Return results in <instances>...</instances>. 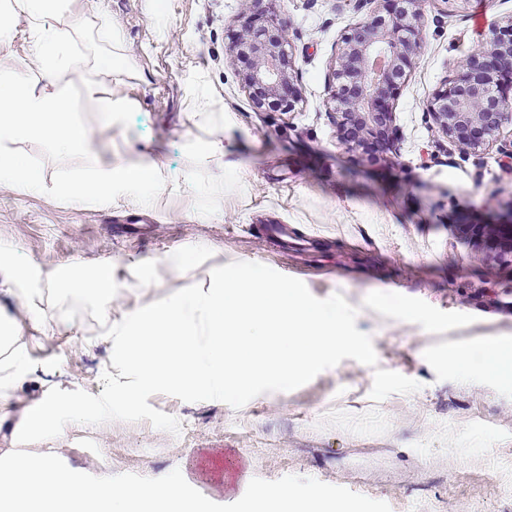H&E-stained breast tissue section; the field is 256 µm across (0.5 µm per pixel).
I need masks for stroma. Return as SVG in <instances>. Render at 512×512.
I'll list each match as a JSON object with an SVG mask.
<instances>
[{
	"mask_svg": "<svg viewBox=\"0 0 512 512\" xmlns=\"http://www.w3.org/2000/svg\"><path fill=\"white\" fill-rule=\"evenodd\" d=\"M483 5L485 26L471 16ZM287 22L302 99L291 112L257 110L228 53L226 32L241 0H70L88 26L123 32L121 73H89L134 105L112 126L86 100L84 121L101 150L58 158L48 142L21 140L18 154L45 184L39 194L0 185V245L32 261L16 281L46 334L26 353L34 373L0 384V455L18 447L21 409L50 389L100 395L111 355L87 313L63 320L48 303L47 277L73 263L109 262L119 292L107 314L129 312L184 287L210 288L213 268L258 262L297 278L318 298L341 293L371 336L377 367L351 359L289 392L260 395L241 409L157 394L153 408L177 418L180 435L149 421L68 424L29 444L95 476L151 478L180 469L208 499L229 504L252 478L292 474L346 487L391 512H512V376L448 367L449 351L512 341V253L469 238L465 224H498L512 212V161L498 147L479 155L438 135L425 115L432 93L490 26L512 16V0H427L424 47L394 103L402 139L391 161L338 146L326 80L341 36L360 18L353 0H273ZM205 94L210 122L188 109ZM224 142L210 154L206 143ZM159 169L157 183L117 189L80 205L64 173L99 163ZM265 224L288 225L287 247L268 243ZM185 258L179 268L165 262ZM420 383L412 394L370 397L375 368ZM244 469L225 488V462Z\"/></svg>",
	"mask_w": 512,
	"mask_h": 512,
	"instance_id": "obj_1",
	"label": "stroma"
}]
</instances>
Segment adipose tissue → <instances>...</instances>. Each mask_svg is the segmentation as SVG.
Returning <instances> with one entry per match:
<instances>
[{"label": "adipose tissue", "mask_w": 512, "mask_h": 512, "mask_svg": "<svg viewBox=\"0 0 512 512\" xmlns=\"http://www.w3.org/2000/svg\"><path fill=\"white\" fill-rule=\"evenodd\" d=\"M8 18L0 20V48L17 39L32 43L35 70L0 64V184H11L24 192L37 193L43 185L38 172L15 150L25 137L50 139L58 156L74 152L94 154L91 129L77 116L75 98L68 78L84 71L114 70L116 49L122 34L116 28L101 30L100 50L90 54L78 48L85 27L68 15V0H7ZM158 179L156 168L142 165L97 167L66 174L64 187L77 202H97L112 191L113 183L137 189ZM36 317L27 328L0 322V351L13 363L14 384L25 382L30 364H16L29 342L26 329H38Z\"/></svg>", "instance_id": "adipose-tissue-1"}]
</instances>
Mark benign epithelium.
<instances>
[{"instance_id":"7a95c632","label":"benign epithelium","mask_w":512,"mask_h":512,"mask_svg":"<svg viewBox=\"0 0 512 512\" xmlns=\"http://www.w3.org/2000/svg\"><path fill=\"white\" fill-rule=\"evenodd\" d=\"M375 3L378 8L336 44L328 77L337 141L351 151L374 142L385 151L395 147L400 133L393 102L423 48L424 0H358V8ZM241 18L229 53L243 89L258 109L294 110L301 88L286 25L265 0H244ZM426 116L438 134L474 154L512 125V18L456 63L454 75L427 101ZM485 231L508 241L512 253V215L506 224H473L464 233Z\"/></svg>"}]
</instances>
